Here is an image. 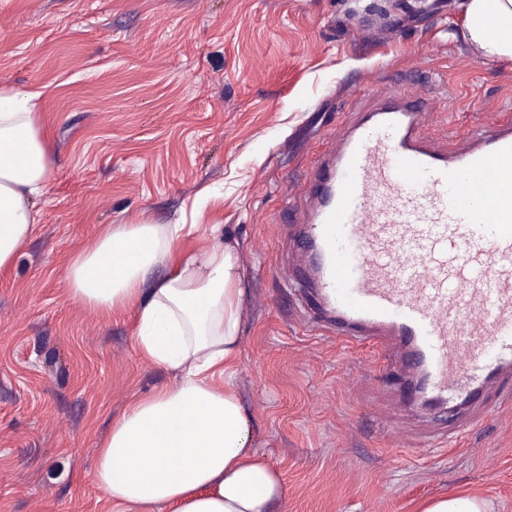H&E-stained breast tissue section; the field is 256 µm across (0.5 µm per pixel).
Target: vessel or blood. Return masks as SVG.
<instances>
[{
    "instance_id": "vessel-or-blood-1",
    "label": "vessel or blood",
    "mask_w": 512,
    "mask_h": 512,
    "mask_svg": "<svg viewBox=\"0 0 512 512\" xmlns=\"http://www.w3.org/2000/svg\"><path fill=\"white\" fill-rule=\"evenodd\" d=\"M426 92H384L333 134L289 225L313 327L381 345L407 399L459 409L512 373V117L456 147L428 132Z\"/></svg>"
}]
</instances>
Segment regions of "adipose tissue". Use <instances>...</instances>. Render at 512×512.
<instances>
[{"instance_id": "ef3b65f1", "label": "adipose tissue", "mask_w": 512, "mask_h": 512, "mask_svg": "<svg viewBox=\"0 0 512 512\" xmlns=\"http://www.w3.org/2000/svg\"><path fill=\"white\" fill-rule=\"evenodd\" d=\"M465 36L512 59V0H463ZM35 87L0 84V273L35 233L54 163ZM210 224H105L67 270L70 297L133 317L139 355L170 383L133 398L97 451L95 481L133 512H287L234 388L246 290L239 255ZM164 267V278L149 280Z\"/></svg>"}]
</instances>
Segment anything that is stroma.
<instances>
[{"label":"stroma","mask_w":512,"mask_h":512,"mask_svg":"<svg viewBox=\"0 0 512 512\" xmlns=\"http://www.w3.org/2000/svg\"><path fill=\"white\" fill-rule=\"evenodd\" d=\"M0 0V82L42 88L56 172L35 234L0 276V512H122L97 486L99 441L169 382L130 315L67 291L102 224H220L248 290L235 388L288 512H421L468 495L512 512V385L449 429L393 403L377 350L312 328L280 233L331 133L377 92L426 82L428 128L512 114V60L463 36L458 0ZM210 189L198 203L202 189Z\"/></svg>","instance_id":"35a3bbf8"}]
</instances>
